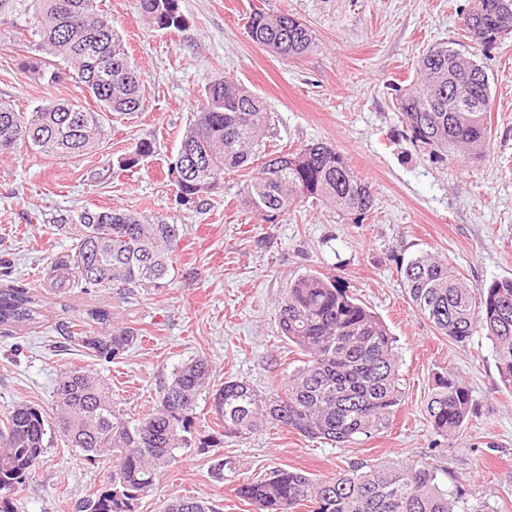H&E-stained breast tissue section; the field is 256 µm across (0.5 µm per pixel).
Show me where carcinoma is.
Segmentation results:
<instances>
[{
	"mask_svg": "<svg viewBox=\"0 0 512 512\" xmlns=\"http://www.w3.org/2000/svg\"><path fill=\"white\" fill-rule=\"evenodd\" d=\"M102 0H0V17L17 29L22 51L34 54L29 69L47 85L70 79L95 99L50 101L29 112L0 104V155L20 145L45 155L73 159L97 150L108 131L105 118L143 110L140 75L123 37ZM141 16L160 30L182 29L178 0H136ZM469 37L491 45L512 33V0H475ZM247 29L253 41L283 58L301 56L315 44L309 25L289 15L255 11ZM490 85L474 59L450 46L429 50L417 81L397 98L401 121L414 141L442 151L484 156L489 129ZM273 120L263 101L247 87L223 76L202 92L185 128L169 175L179 201L202 202L224 188L230 170H252L240 192L241 204L258 217H273L305 200L340 212L364 215L374 196L346 157L324 143L289 153H265L259 144ZM155 153L141 141L119 162L122 170ZM52 223L73 240V253L54 265L55 288L112 290L148 286L173 262L180 227L121 209H84L61 214ZM410 302L437 331L462 346L484 335L492 344L502 386L512 389V279L473 286L449 262L430 254L400 267ZM41 311L25 288H0V328L37 322ZM278 330L303 355L302 366L264 398L243 380H227L213 393L212 410L220 435L246 439L276 424L310 439L336 444L379 433L391 424L402 399L394 340L383 321L339 288L336 279L305 272L294 279L278 312ZM92 356L116 360L131 347L128 328L102 336H71ZM203 359L182 364L162 381L156 407L127 418L112 402V387L91 371L61 374L52 411L17 404L0 430V512H11L9 496L26 483L59 435L89 460L112 461L109 486L89 499L82 512H133L155 485L160 469L191 447L198 397L210 387ZM471 388L452 372L438 373L426 405L433 431L447 437L475 414ZM237 494L256 512H457L436 470L426 463L354 462L332 477L313 479L276 469L240 485ZM165 512H216L205 501L174 496Z\"/></svg>",
	"mask_w": 512,
	"mask_h": 512,
	"instance_id": "carcinoma-1",
	"label": "carcinoma"
}]
</instances>
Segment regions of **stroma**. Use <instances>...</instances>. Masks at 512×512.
Returning <instances> with one entry per match:
<instances>
[{
	"label": "stroma",
	"mask_w": 512,
	"mask_h": 512,
	"mask_svg": "<svg viewBox=\"0 0 512 512\" xmlns=\"http://www.w3.org/2000/svg\"><path fill=\"white\" fill-rule=\"evenodd\" d=\"M472 5L179 0L186 26L169 31L147 24L135 0H106L143 79V111L113 120L110 138L84 157H49L28 146L0 157V287L27 288L41 312L36 324L0 332V420L19 403L50 409L61 374L79 368L106 378L113 401L135 418L152 409L160 382L193 359L208 362L213 386L240 379L267 394L300 360L277 331L288 284L307 271L332 273L396 340L404 395L389 428L339 445L270 425L245 440L186 448L136 512H164L174 496L208 499L220 512H254L238 497L240 484L280 468L321 479L355 461L426 462L460 500L512 512V390L500 383L491 344L476 336L461 346L439 334L413 309L399 272L402 262L427 252L448 259L473 285L512 278V34L488 46L465 38L459 16ZM256 10L305 21L316 35L314 50L283 59L252 41L246 23ZM440 43L468 53L489 78L482 162L413 142L400 121L399 91ZM25 62L12 25L0 19V103L29 110L48 99L81 97L71 82L45 87ZM220 76L246 86L272 112L266 150L333 146L372 183V209L342 215L307 202L266 221L241 207L244 181L235 171L207 205L182 204L167 167L198 94ZM143 140L154 143V156L120 170V158ZM82 207H121L182 225L168 275L148 287H50L47 272L70 254L72 241L46 219ZM98 308L109 311L108 324L89 319ZM110 325L139 336L120 359H96L70 339L76 328L98 336ZM449 369L463 377L477 407L465 427L442 437L425 409L435 373ZM221 459L232 468L218 479L213 468ZM109 471V461H87L54 439L12 495V512H79Z\"/></svg>",
	"instance_id": "1"
}]
</instances>
